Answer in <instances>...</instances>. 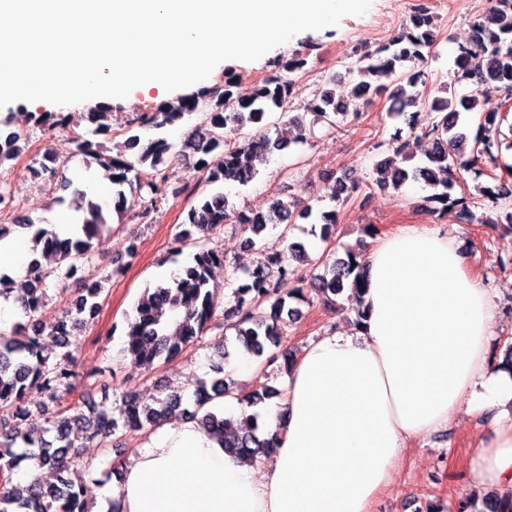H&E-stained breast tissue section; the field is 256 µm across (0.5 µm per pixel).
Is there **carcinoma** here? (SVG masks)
Returning a JSON list of instances; mask_svg holds the SVG:
<instances>
[{
  "label": "carcinoma",
  "instance_id": "carcinoma-1",
  "mask_svg": "<svg viewBox=\"0 0 512 512\" xmlns=\"http://www.w3.org/2000/svg\"><path fill=\"white\" fill-rule=\"evenodd\" d=\"M411 23L412 27L391 43L360 56L342 77L326 79L308 110L319 120L331 116L345 120L358 117L361 108L373 99L385 98L390 102L389 117L404 118L411 130H419L415 137L430 141L431 150L421 165L410 169L404 166L410 159L409 143H400L393 154L376 164L377 187L398 191L410 180L422 181L430 189L423 198V208L432 213L456 209L467 223L474 218L477 199L488 198L498 213L487 223L512 232V174L492 186L480 184L473 193L455 192L462 173L479 177L483 160L494 161L491 132L502 104L487 98L481 87L495 86L512 95V0H492L490 8L471 26L473 39L458 45L454 82H470L476 90L459 99L435 97L422 112L416 107L423 102L420 87L426 81L424 72L415 65L425 61L435 42L434 16L423 7ZM308 63V55L300 52L278 57L276 71L246 97L236 92L237 82L227 74L217 88H200L164 102L153 112H139L125 129V152L116 156L107 146L112 141L110 102H100L77 115L29 112L27 116L33 126L43 130L70 125L82 128L80 138L72 140L74 154L105 171L112 184L113 211L143 221L167 196L165 169L170 162L188 155L207 182L246 185L272 154L303 141V134L293 133L301 117L287 112L285 105L294 89L290 74ZM277 111L281 112L280 119L266 123ZM475 113L480 114V123L473 134L470 124ZM175 124L191 126V135L181 146L162 135L142 143L141 129ZM248 126L258 130L246 133ZM28 139V130L15 125L12 118L0 119V184L7 182L4 174L14 169ZM127 186L137 191V200H128ZM324 189L331 201L347 202L358 185H348L332 172L324 178ZM74 204L80 228L65 238L24 216L13 217L10 225L0 224V239L13 226L32 231V258L21 287H15L11 276L0 274V298L17 295L28 317L8 331H0V411L7 410L11 416L8 421L0 420V512H91L92 488L83 472L71 471L70 449L86 445L106 449L120 432H138L169 420H191L207 427L234 456L253 460L270 453L272 446L257 435L252 417H226L216 403L237 389L229 375L200 383L191 399L158 386L151 398L125 388L111 404L105 399L96 403L84 398L65 404L67 396L91 387V380L99 376L97 372L76 371L73 352L80 344L83 328L99 315L103 288L97 282L83 285L53 322L36 320L34 315L46 301L48 288L63 287L76 275L79 265L104 251L111 232L108 217L98 203L82 196ZM312 217L317 226L311 227V232H320L324 241L331 239L337 225L334 209L322 210L315 217L310 206L300 209L292 202L272 198L258 207L237 211L220 191L197 199L186 212L184 229L174 237L175 252L190 241L197 251L171 281L145 289L127 322L124 358L140 365L172 361L187 349L198 347L203 336L219 326L221 298L213 269L226 261L223 252L208 246L214 231L226 224H245L252 233L245 247L252 249L268 226L296 224ZM293 260H308L300 242H290L283 251L263 256L232 292L234 305L224 312L235 341L247 353L260 357L274 347L278 352L267 363L272 365L281 358L289 368L295 356L282 347V338L288 320L299 312L290 301L311 304L304 289L291 285ZM364 262L362 246L346 247L340 257L327 253L316 262L323 272L316 277L314 291L328 302L346 298L358 320L364 316L363 288L359 285L364 280ZM47 338L63 349L53 361L44 354L43 341ZM34 393L42 398L40 412L44 416V426L37 434L26 426L32 417L27 404ZM276 393L270 386L245 393L240 400L251 407ZM16 448L26 452L17 454ZM22 460L33 462L36 471L25 485L16 479ZM457 512H512V496L502 497L492 490L471 494L459 501Z\"/></svg>",
  "mask_w": 512,
  "mask_h": 512
}]
</instances>
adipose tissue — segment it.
<instances>
[{"mask_svg": "<svg viewBox=\"0 0 512 512\" xmlns=\"http://www.w3.org/2000/svg\"><path fill=\"white\" fill-rule=\"evenodd\" d=\"M364 322L304 347L259 427L257 465L193 421L148 435L120 468V512H373L407 441L458 413L490 423L472 458L487 488L512 490V372L488 354L499 317L445 227L406 224L366 255Z\"/></svg>", "mask_w": 512, "mask_h": 512, "instance_id": "ef3b65f1", "label": "adipose tissue"}]
</instances>
